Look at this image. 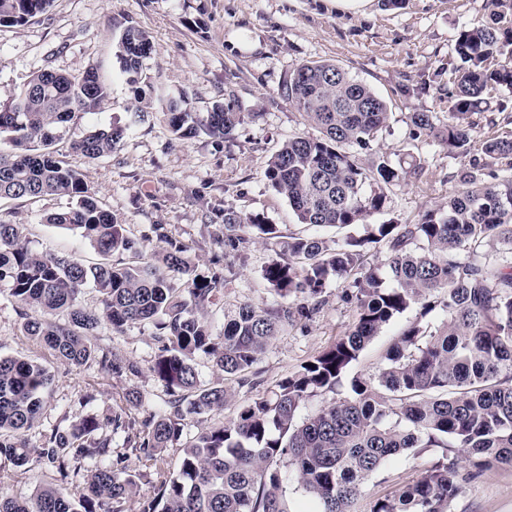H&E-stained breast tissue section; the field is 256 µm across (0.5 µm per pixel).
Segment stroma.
<instances>
[{
    "instance_id": "1",
    "label": "stroma",
    "mask_w": 512,
    "mask_h": 512,
    "mask_svg": "<svg viewBox=\"0 0 512 512\" xmlns=\"http://www.w3.org/2000/svg\"><path fill=\"white\" fill-rule=\"evenodd\" d=\"M491 11V0H404L398 8L385 0H366L356 11L336 7L334 0H53L45 15L23 25L0 26V102H9L34 72L47 69L76 76L94 68L111 79L112 100L102 113L85 116L84 124L126 123L137 102L114 76V27L127 22L149 33L152 49L146 73L152 99L143 121L112 155L93 162L71 152L70 134H63L55 149L82 173L99 205L139 244V253L117 252L112 262L151 259L159 246L154 230L160 227L186 247L197 271L231 266L230 283L208 314L219 333L225 313L239 304L265 308L277 297L263 279L273 244L255 239L241 256H225L216 234L217 212L230 208L260 213L286 235L312 232L298 223L264 176L268 160L284 141L319 134L281 94L302 63L331 61L371 86L389 112V126L373 152L395 163L410 156L421 161L419 174L388 188L386 211L372 216V223L390 218L416 223L424 209L461 189L467 175L512 174V155L493 159L482 151L484 140L512 135V89L493 91L487 107L469 114L472 148L467 155L449 152L436 139L410 136L412 113L430 112L447 120L452 106L448 73L457 63L456 38L464 27L487 21ZM179 96L191 111L205 112L224 102L245 112L247 119L234 138L221 145L204 135L175 139L168 130L165 102ZM67 205V198L57 196L4 202L0 220L25 225L34 249L86 264L98 262L97 253L78 233L43 223L44 214ZM354 319V302L341 286L332 284L311 315L298 318L277 336L248 373L247 384L222 377L203 354L196 356L195 367L201 382L220 380L231 392L232 401L223 412L229 419L239 405L272 397L281 382L334 344ZM442 319L438 310L427 315L417 306L407 310L350 364L335 393L308 397L304 413L349 395L352 379L372 381L409 325H437ZM23 323L9 289L0 286V355L44 363L53 377L40 430L59 425L65 417L105 415L113 398L130 391L141 399L138 416L166 410L165 385L150 370L159 347L151 324H130L119 331L105 324L97 331V343L111 346L140 368L139 374L117 377L94 365L56 362L43 343L25 334ZM90 382L97 387L96 398L80 405L78 398ZM442 455V449L427 448L391 459L368 481L355 512H370L375 499L411 483ZM449 512H512V468L495 466L462 483Z\"/></svg>"
}]
</instances>
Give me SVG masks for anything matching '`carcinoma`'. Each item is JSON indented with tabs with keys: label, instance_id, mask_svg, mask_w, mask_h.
<instances>
[{
	"label": "carcinoma",
	"instance_id": "cac0c4a2",
	"mask_svg": "<svg viewBox=\"0 0 512 512\" xmlns=\"http://www.w3.org/2000/svg\"><path fill=\"white\" fill-rule=\"evenodd\" d=\"M52 2L0 0V26L26 23ZM493 4L498 10L489 21L461 30L456 39L448 123L439 128L433 113L414 112L412 137L434 136L448 151L464 154L471 147L468 114L488 92L512 88V69L493 65L512 45V0ZM115 37L119 75L143 101L150 36L126 25ZM26 88L30 96L0 105V200L68 198L70 206L46 215L45 223L79 233L101 260L87 266L35 251L20 225L0 220V283L27 309L26 333L62 364L92 361L109 375L136 373V364L92 338L105 322L114 330L152 324L161 346L150 371L172 399L170 411L143 421L144 433L133 416L139 397L127 394L105 416L87 414L56 426L31 448L25 433L47 405L51 375L35 361L0 356V459L15 468L39 459L55 472V482L17 499L2 493L12 472L0 466V512H126L143 481L153 495L138 502V512H289L292 485L317 501V512H353L369 478L388 460L412 448L453 445L465 453L467 471L457 458L439 463L396 494L376 499L370 510L448 512L462 482L494 464L512 467V262L495 267L481 260V248L491 241L512 253V176H472L415 224L367 223L386 210L385 188L416 173L418 165L379 156L361 167L356 150L370 149L387 129V103L333 62L301 64L282 93L320 135L284 142L265 178L299 223L362 224L365 234L333 247L317 237H285L258 213L224 210L228 252L244 248L248 229L278 246L263 279L283 302L264 309L243 304L224 316V333L214 336L204 311L223 295L228 279L197 272L186 248L173 243L150 263L113 265V253L131 249L124 225L54 150L61 129L109 104L112 82L93 69L80 77L41 71ZM166 115L177 138L202 132L218 145L245 122L229 103L192 112L185 100H171ZM143 116L137 109L127 124L83 128L74 133L72 149L90 160L110 155ZM482 151L491 158L512 155V137L489 138ZM381 242L388 262L361 271L364 251ZM333 282L352 289L353 325L279 384L273 398L241 406L233 418L183 444L172 466L166 451L181 440L187 418L221 412L231 398L222 384L199 383L195 357L207 355L226 376L247 374L275 337L306 313L290 300L315 298ZM89 285L102 297L99 310L79 301ZM417 304L427 313L440 307L445 319L407 327L372 382L355 379L350 396L301 415L312 393L336 392L366 345ZM60 313L67 322L53 320ZM118 435L123 447L114 448Z\"/></svg>",
	"mask_w": 512,
	"mask_h": 512
}]
</instances>
